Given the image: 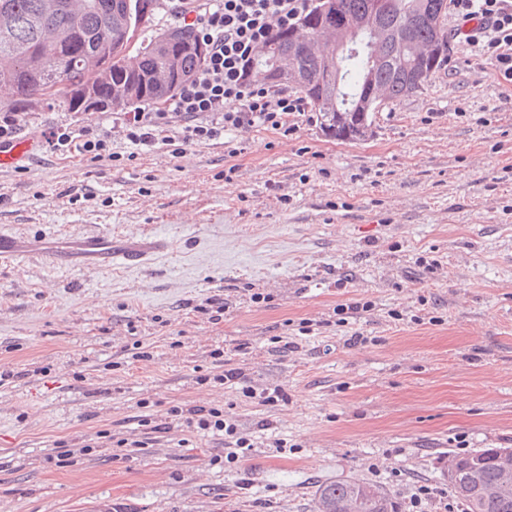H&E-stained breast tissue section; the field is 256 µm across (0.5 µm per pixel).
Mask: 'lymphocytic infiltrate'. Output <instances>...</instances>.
<instances>
[{
  "instance_id": "f902f5d3",
  "label": "lymphocytic infiltrate",
  "mask_w": 512,
  "mask_h": 512,
  "mask_svg": "<svg viewBox=\"0 0 512 512\" xmlns=\"http://www.w3.org/2000/svg\"><path fill=\"white\" fill-rule=\"evenodd\" d=\"M306 4L307 0H177L178 14L195 17L206 58L175 96L155 112L118 113L109 132L85 130L77 135L60 126L41 130L39 136L51 152L74 151L99 159L111 156L113 133H120L132 145L150 146L161 125L172 122L187 144L217 140L225 131L248 127L290 133V118L305 111L304 99L252 79L250 72L272 28L294 25ZM449 8L458 21L456 39L477 48L512 79V0H449ZM216 380L252 403L273 406L288 399L282 387L248 385L243 370L229 364ZM169 414L167 422L142 420L138 447L152 444L157 435L175 425L191 433L202 430L224 436L231 448L250 446L235 421L222 410L181 404L172 407Z\"/></svg>"
}]
</instances>
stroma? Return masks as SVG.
Instances as JSON below:
<instances>
[{
	"label": "stroma",
	"mask_w": 512,
	"mask_h": 512,
	"mask_svg": "<svg viewBox=\"0 0 512 512\" xmlns=\"http://www.w3.org/2000/svg\"><path fill=\"white\" fill-rule=\"evenodd\" d=\"M18 119L24 136L112 125L59 103ZM293 122L182 150L170 126L150 147L113 133L119 160L46 150L0 171V232L35 250L0 265V512H315L339 478L408 512L452 456L512 448V80L453 39L367 140ZM98 233L167 245L98 272L36 255ZM216 349L287 402L214 382ZM184 402L224 410L251 449L177 429L113 447Z\"/></svg>",
	"instance_id": "1"
}]
</instances>
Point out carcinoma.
I'll return each mask as SVG.
<instances>
[{
	"label": "carcinoma",
	"mask_w": 512,
	"mask_h": 512,
	"mask_svg": "<svg viewBox=\"0 0 512 512\" xmlns=\"http://www.w3.org/2000/svg\"><path fill=\"white\" fill-rule=\"evenodd\" d=\"M59 8L41 12L43 0H0V22L9 18L14 29L0 26V112H37L59 102L71 112L112 110L139 111L155 107L172 96L159 89L170 79L182 84L202 65L205 53L194 28L189 25L159 28L156 15L160 0H141L140 15L127 16L125 0H57ZM371 0H330L334 13L357 22L352 32L356 51L328 65L308 43L317 37L304 22L316 16L318 0H309L296 24L276 27L265 47L271 54L294 51L296 65L309 84L299 90L320 118L327 134L354 141L371 127L376 106L372 88H380L391 104L413 96L410 82L422 90L444 69L447 59L422 67L415 51L430 44L448 43V25L435 27L430 18L442 8V0H386L384 12L374 26H360ZM133 23L138 36L137 54L126 53L125 27ZM398 35L404 50L392 51L378 41L377 30ZM172 35L166 54L155 51L161 35ZM105 42L109 78L86 63ZM257 57L251 75L265 83L279 82L268 64ZM123 84L136 89L120 105L112 99V87ZM363 104L362 112H336L330 107L335 91ZM512 448L476 450L453 457L448 468H456L449 483L452 493L463 500L468 512H512V483L503 484L499 464ZM317 512H395L387 493L366 482L333 480L317 490Z\"/></svg>",
	"instance_id": "carcinoma-1"
}]
</instances>
